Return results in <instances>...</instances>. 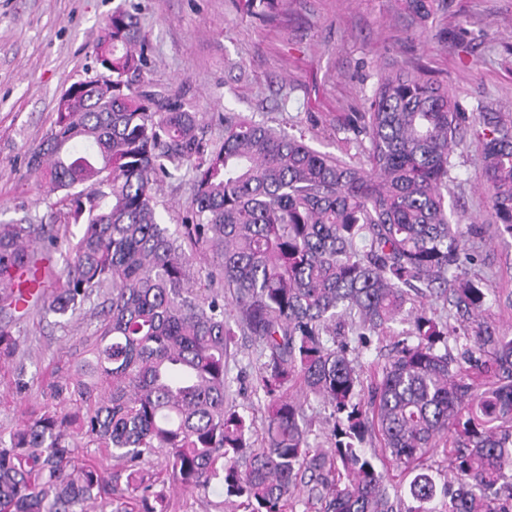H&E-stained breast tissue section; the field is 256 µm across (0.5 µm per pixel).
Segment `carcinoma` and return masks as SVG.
I'll use <instances>...</instances> for the list:
<instances>
[{
    "label": "carcinoma",
    "mask_w": 512,
    "mask_h": 512,
    "mask_svg": "<svg viewBox=\"0 0 512 512\" xmlns=\"http://www.w3.org/2000/svg\"><path fill=\"white\" fill-rule=\"evenodd\" d=\"M280 2L239 0L269 23ZM438 4L404 0L420 21ZM95 60L112 100L61 97L28 167L82 225L40 315L62 324L82 311L97 327L76 371L46 369L45 403L0 432V512H169L170 489L213 483L245 512H290L302 492L323 512H434L440 495L444 512H512V336L479 320L486 289L469 271L483 226L448 210L466 123L448 87L419 68L386 74L368 111L343 123L361 136L353 162L240 112L208 148L195 113L132 88L147 56L121 9ZM481 138L491 217L512 235V131L490 116ZM185 163L197 171L191 217L172 232L154 189ZM60 241L53 224H0V312L14 306L9 272ZM418 299L446 320L414 313ZM398 319L414 341L398 343L367 395L356 359ZM452 334L468 337L455 358ZM239 335L259 347L260 448L227 394ZM18 351L0 322V363L21 390ZM291 382L329 410V447H311L303 402L283 394ZM369 435L384 455L364 451ZM442 438L453 479L440 484L423 460ZM82 446L122 462L125 489ZM160 455L163 477L145 468ZM385 461L409 477L395 505Z\"/></svg>",
    "instance_id": "carcinoma-1"
}]
</instances>
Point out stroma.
<instances>
[{"instance_id": "obj_1", "label": "stroma", "mask_w": 512, "mask_h": 512, "mask_svg": "<svg viewBox=\"0 0 512 512\" xmlns=\"http://www.w3.org/2000/svg\"><path fill=\"white\" fill-rule=\"evenodd\" d=\"M129 11L147 46L148 64L134 87L168 90L195 112L209 146L224 137V115L252 112L268 126L304 137L334 155L356 154L332 129L336 118L366 111L380 76L391 68H424L448 86L469 128L451 161L448 201L461 224L483 225L473 270L487 301L482 322L512 335V236L499 234L483 186L482 144L475 131L494 116L512 128V0H442L425 23L412 21L398 0H286L267 24L236 11L230 0H0V224L20 219L54 224L77 235L60 192L29 171L31 151L51 132L62 93L102 76L94 59L100 27L115 9ZM196 171L184 165L155 190L169 229L191 216ZM13 330L29 368L26 386L0 366V430L13 428L45 400L35 370L71 364V353L96 325L75 317L67 327L32 314ZM256 344L239 337L228 366V393L254 418L261 441L265 398L255 395ZM170 512H241L224 491L175 489Z\"/></svg>"}]
</instances>
